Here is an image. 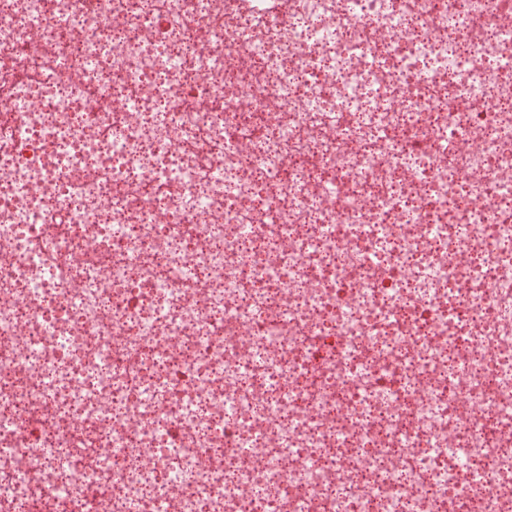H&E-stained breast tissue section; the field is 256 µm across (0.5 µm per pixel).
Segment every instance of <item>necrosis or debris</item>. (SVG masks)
I'll use <instances>...</instances> for the list:
<instances>
[{
  "label": "necrosis or debris",
  "instance_id": "necrosis-or-debris-1",
  "mask_svg": "<svg viewBox=\"0 0 512 512\" xmlns=\"http://www.w3.org/2000/svg\"><path fill=\"white\" fill-rule=\"evenodd\" d=\"M130 501L512 512V0H0V512Z\"/></svg>",
  "mask_w": 512,
  "mask_h": 512
}]
</instances>
